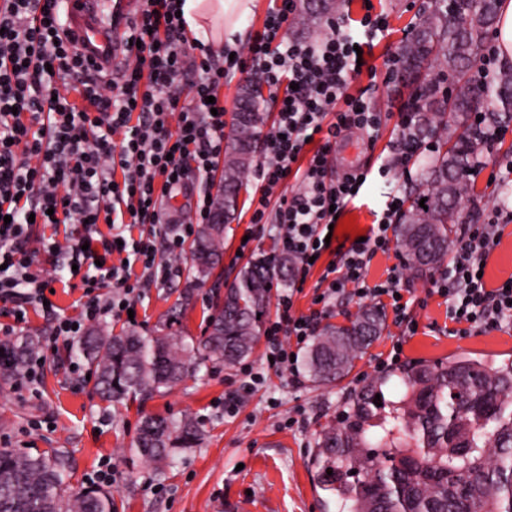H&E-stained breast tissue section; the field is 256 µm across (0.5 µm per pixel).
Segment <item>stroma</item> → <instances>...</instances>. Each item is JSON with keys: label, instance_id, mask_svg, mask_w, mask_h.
Instances as JSON below:
<instances>
[{"label": "stroma", "instance_id": "1", "mask_svg": "<svg viewBox=\"0 0 512 512\" xmlns=\"http://www.w3.org/2000/svg\"><path fill=\"white\" fill-rule=\"evenodd\" d=\"M281 0H228L224 9V42L235 47L246 43L262 29L269 12ZM429 0H350L341 23L346 33L360 37L365 15H383L389 22L385 37L375 43L373 73H362L350 89L371 87L373 105L381 114L375 136L356 134L340 144L333 157L335 170L344 163L367 170V181L345 213L355 228L366 230L378 223L387 202L404 196L410 181L398 171L380 174L383 162L397 151L399 109L411 99V90L383 65L398 52L404 36ZM478 160L475 179L480 198L465 201L458 221L484 224L501 205L512 209V125ZM251 191L239 197L240 212L224 230V254L212 281L189 288L187 277H172L168 283L149 288L136 306L137 321L106 317L101 327L112 333L134 330L177 332L200 341L208 317L221 291L231 283L247 260L237 257L241 238L250 227ZM47 229L38 224L27 244L37 264L54 277L50 300L54 315H77L86 301L80 278L71 277L61 264L51 262L42 248ZM412 294L408 316L417 324L414 335L403 338L395 325H388L342 381L320 385L303 377L300 385L287 375L263 368V342H256L245 362L264 371L266 381L234 417L224 414L225 392L242 380L238 365L200 367L195 375L171 391L152 399L112 403L95 394L88 380L89 366L74 354L69 342H49L52 315L41 307L29 309L26 323L0 313V326L10 328L9 342L29 336L36 350L49 352L36 388L21 387L16 376L0 375V449H27L36 453L58 449L70 461L71 482L90 484L102 460H109L116 474L110 485L118 512H340L335 496L325 491L315 463L316 443L322 429L336 424L349 394L364 380L379 375V354L388 353L402 341V362L436 361L459 354L488 360L512 359V330L492 331L459 339L446 332L447 308L442 298L427 296L424 280H405ZM302 408L305 420L285 428L284 418ZM200 421L204 439L195 448L177 453L165 476L154 473L152 464L130 450L141 415L180 416Z\"/></svg>", "mask_w": 512, "mask_h": 512}]
</instances>
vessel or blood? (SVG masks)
<instances>
[{"label": "vessel or blood", "mask_w": 512, "mask_h": 512, "mask_svg": "<svg viewBox=\"0 0 512 512\" xmlns=\"http://www.w3.org/2000/svg\"><path fill=\"white\" fill-rule=\"evenodd\" d=\"M65 31L79 53L92 60L97 73L111 77L112 66L121 53V34L99 0H68Z\"/></svg>", "instance_id": "b4317fda"}]
</instances>
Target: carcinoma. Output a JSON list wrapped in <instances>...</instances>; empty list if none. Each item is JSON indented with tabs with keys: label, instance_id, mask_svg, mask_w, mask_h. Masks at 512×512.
<instances>
[{
	"label": "carcinoma",
	"instance_id": "carcinoma-1",
	"mask_svg": "<svg viewBox=\"0 0 512 512\" xmlns=\"http://www.w3.org/2000/svg\"><path fill=\"white\" fill-rule=\"evenodd\" d=\"M349 0H301V29L321 16L342 15ZM500 0H432L400 47L402 76L415 87L413 134L434 146L409 206L397 227V247L408 274H432L456 241L455 213L473 192L469 170L483 151L482 127L512 120V62L483 76L485 103L474 97V63L488 49L499 21ZM255 78L240 88L224 145V175L214 200L213 222L200 225L190 246L188 277L202 283L219 264L224 228L238 212V196L256 159L264 114ZM483 123L467 124L471 115ZM424 205H419V202ZM292 262L263 257L243 267L226 286L198 346L178 333L113 335L94 328L76 351L95 367L101 399L150 398L213 362L232 364L252 352L259 319L273 284H290ZM386 316L365 306L350 324H327L302 361L316 383L346 377L355 360L381 335ZM35 346L25 337L8 345L19 372ZM402 388L390 412L374 404L390 376L369 379L353 396L340 425L324 428L318 458L328 490L345 512H512V360L490 364L455 356L406 364L394 373ZM202 431L184 414L146 415L132 452L166 474L176 453L194 448ZM62 452L31 455L0 449V512H113L112 492L69 482Z\"/></svg>",
	"mask_w": 512,
	"mask_h": 512
}]
</instances>
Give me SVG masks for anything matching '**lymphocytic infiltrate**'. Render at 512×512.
<instances>
[{
    "mask_svg": "<svg viewBox=\"0 0 512 512\" xmlns=\"http://www.w3.org/2000/svg\"><path fill=\"white\" fill-rule=\"evenodd\" d=\"M293 2L281 0L244 49L227 46L217 53L187 37L177 0H140L124 34L129 62L116 84L95 74L67 38L58 0H0V302L9 304L11 315H27L52 286L27 249L37 223L79 225L65 240H43L48 256L67 255L82 269L87 296L79 316L56 318L54 337L74 339L89 323L122 316L145 288L172 274V265L157 261L154 229L165 226L166 249L179 256L196 225L209 223L212 203L198 195L193 219L181 222L165 219L158 201L176 189L190 191L189 170L205 177L216 171L226 126L220 90L249 76L255 65L276 96L277 115L261 140L252 227L238 249L251 253L252 242L272 227L281 253L293 262L294 288L278 294L275 317L263 332L274 370L299 378L293 357L316 336L340 296L388 306L405 334L416 332L400 294L401 266L390 267L385 281L367 278L373 258L392 250L398 213L389 208L364 240L338 243L314 290L318 307L294 310L312 257L327 250L335 213L367 180L366 171L353 166L333 174L331 155L338 141L373 134L380 125L370 90L354 96L348 88L361 73L358 48H372L388 21L364 18L359 45L336 22L320 38L298 42L287 37ZM74 92L79 101H71ZM318 134L322 145L306 155L308 140ZM292 182L298 187L293 194L287 191ZM134 224L145 234L130 235ZM500 238L498 218L464 225L458 247L433 281L432 294L448 304L449 335L467 338L512 323V278L491 288L481 276ZM116 254L122 264H113ZM107 287L112 296L104 301L98 291Z\"/></svg>",
    "mask_w": 512,
    "mask_h": 512,
    "instance_id": "lymphocytic-infiltrate-1",
    "label": "lymphocytic infiltrate"
}]
</instances>
